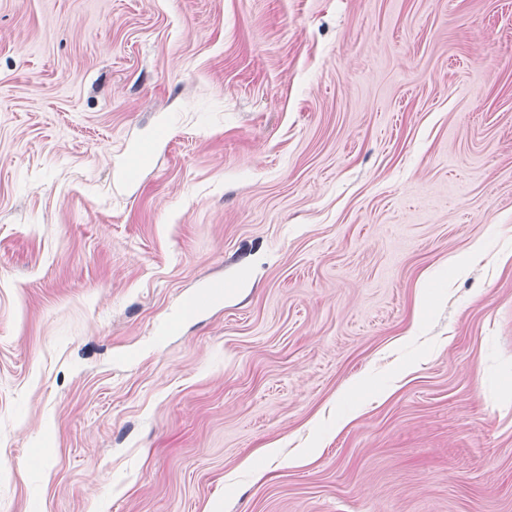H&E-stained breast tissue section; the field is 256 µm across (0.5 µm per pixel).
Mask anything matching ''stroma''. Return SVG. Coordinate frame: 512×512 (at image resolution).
Returning a JSON list of instances; mask_svg holds the SVG:
<instances>
[{"instance_id": "stroma-1", "label": "stroma", "mask_w": 512, "mask_h": 512, "mask_svg": "<svg viewBox=\"0 0 512 512\" xmlns=\"http://www.w3.org/2000/svg\"><path fill=\"white\" fill-rule=\"evenodd\" d=\"M0 512H512V0H0Z\"/></svg>"}]
</instances>
